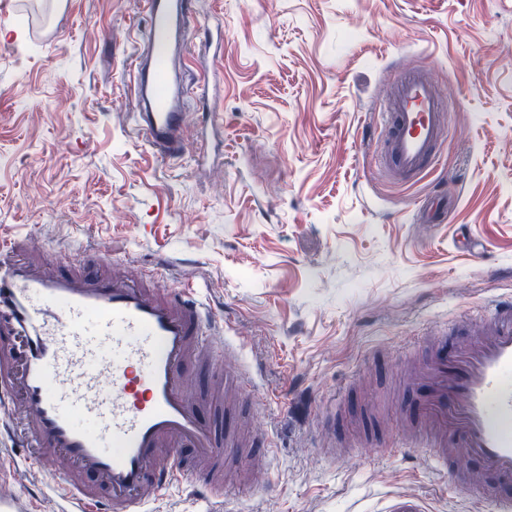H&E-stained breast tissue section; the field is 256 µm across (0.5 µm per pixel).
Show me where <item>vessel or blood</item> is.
Masks as SVG:
<instances>
[{"instance_id": "obj_1", "label": "vessel or blood", "mask_w": 512, "mask_h": 512, "mask_svg": "<svg viewBox=\"0 0 512 512\" xmlns=\"http://www.w3.org/2000/svg\"><path fill=\"white\" fill-rule=\"evenodd\" d=\"M149 24L135 63L136 125L153 152L182 154L187 95L205 96L209 65L197 59L192 91L174 85V50L185 41L191 0H136ZM376 164L408 183L432 166L448 133L430 71L405 70L380 103ZM193 289L113 268L98 250L49 255L29 239L0 244V409L6 428L46 466L73 512H146L177 477L219 496L212 463L239 451L232 432L202 417L190 386L217 355L235 360L221 382L250 397L248 368ZM405 413L422 429L428 467L474 494L461 458L512 485V297L492 301L484 323L434 337L406 378ZM383 512H426L420 498L390 497Z\"/></svg>"}]
</instances>
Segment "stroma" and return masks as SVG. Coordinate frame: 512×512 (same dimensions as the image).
Listing matches in <instances>:
<instances>
[{
  "label": "stroma",
  "mask_w": 512,
  "mask_h": 512,
  "mask_svg": "<svg viewBox=\"0 0 512 512\" xmlns=\"http://www.w3.org/2000/svg\"><path fill=\"white\" fill-rule=\"evenodd\" d=\"M0 15V241L192 282L255 375L264 474L210 500L182 481L149 512H380L411 494L472 512L405 451L400 371L414 344L512 295V0H192L188 42L220 95L190 104L189 149L164 158L132 117L135 0H13ZM430 70L450 108L434 168L389 183L371 158L395 77ZM223 127L203 161L204 112ZM342 412L350 452L316 451ZM374 433L391 450L366 448ZM0 492L63 501L0 441Z\"/></svg>",
  "instance_id": "35a3bbf8"
}]
</instances>
